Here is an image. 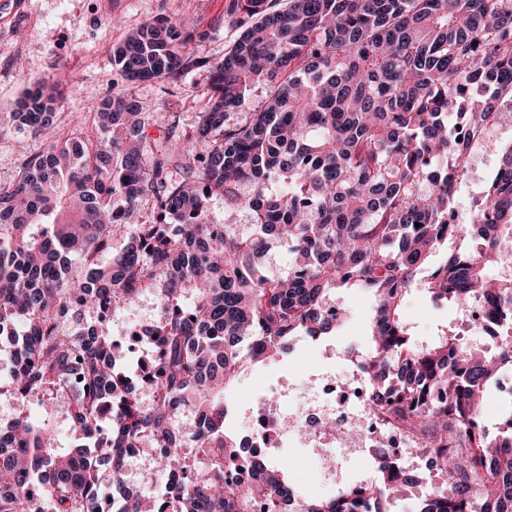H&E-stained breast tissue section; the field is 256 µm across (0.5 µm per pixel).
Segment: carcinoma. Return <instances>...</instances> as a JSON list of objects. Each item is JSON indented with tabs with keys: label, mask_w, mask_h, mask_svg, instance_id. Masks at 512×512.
<instances>
[{
	"label": "carcinoma",
	"mask_w": 512,
	"mask_h": 512,
	"mask_svg": "<svg viewBox=\"0 0 512 512\" xmlns=\"http://www.w3.org/2000/svg\"><path fill=\"white\" fill-rule=\"evenodd\" d=\"M229 12L237 36L178 141L176 115L155 138L162 116L117 94L94 133L69 136L53 123L55 87L36 82L18 102V127L47 145L0 188V372L16 399L67 401L69 438L51 409L0 424V512H96L106 484L112 512H254L258 500L261 512H357L365 496L387 512L383 500L429 476L404 471L385 441L374 483L290 499L284 467L226 431L239 372L346 322L343 308L326 313L344 286L376 297L360 355L372 403L446 473L414 512H512V422L496 435L476 427L488 416L479 394L512 369V146L465 221L454 207L473 148L512 112V0H233ZM196 39L183 19L160 17L127 34L112 65L129 82L170 78ZM257 83L269 88L263 108L234 116ZM214 198L250 226L213 219ZM118 231L127 243L114 256ZM282 245L288 272L267 270ZM418 285L437 305L481 303L496 355L445 331L414 344L403 307ZM148 291L162 318L160 335L138 333L158 394L146 408L134 350L109 317ZM74 375L78 394L64 384ZM185 409L198 427L182 437ZM132 448L153 456L142 484L161 474L162 494L126 487ZM238 461L247 486L229 472Z\"/></svg>",
	"instance_id": "cac0c4a2"
}]
</instances>
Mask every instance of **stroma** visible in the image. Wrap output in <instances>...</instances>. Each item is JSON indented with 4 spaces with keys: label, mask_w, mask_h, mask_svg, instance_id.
<instances>
[{
    "label": "stroma",
    "mask_w": 512,
    "mask_h": 512,
    "mask_svg": "<svg viewBox=\"0 0 512 512\" xmlns=\"http://www.w3.org/2000/svg\"><path fill=\"white\" fill-rule=\"evenodd\" d=\"M229 0H0V187L45 147L40 137L11 127L12 114L24 90L48 80L58 85L60 97L53 120L64 133L84 128L113 94H123L149 112L170 113L180 118V129L195 122L209 96V71L188 66L179 76L146 82L125 81L112 67V52L129 32L171 13L179 14L200 34L199 44L189 45V57L205 56L216 62L233 43L236 32L228 14ZM489 159L480 163L456 196L461 216H468L496 170L502 149L512 144V119H504L487 138ZM332 302L348 310V321L336 332L317 341L289 346L287 353L263 365H250L233 386L234 419L231 427L243 434L244 417L257 399L278 392L294 381L300 368L310 372L338 369V355L345 349L360 350L369 344L368 332L375 299L360 288H339ZM405 314L416 344L430 342L438 329L462 330L463 316L450 305H435L419 289L409 295ZM268 458L289 459L287 478L304 493L331 495L315 474L304 449L272 448Z\"/></svg>",
    "instance_id": "stroma-1"
}]
</instances>
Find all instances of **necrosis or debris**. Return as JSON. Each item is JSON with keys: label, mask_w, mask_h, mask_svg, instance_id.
<instances>
[{"label": "necrosis or debris", "mask_w": 512, "mask_h": 512, "mask_svg": "<svg viewBox=\"0 0 512 512\" xmlns=\"http://www.w3.org/2000/svg\"><path fill=\"white\" fill-rule=\"evenodd\" d=\"M347 370L343 375L319 377L308 387L290 416H283L277 399L258 402L247 418L251 446L256 455L267 448L279 446L285 429H292L314 451L317 472L328 481H335L336 470L325 468L326 459L359 460L379 439H387L394 457L414 468L431 469L430 457L419 453L402 432L387 425L376 413L368 398L371 388L358 365L357 353L345 356ZM335 424L334 431L322 429L323 421ZM359 431L361 439L351 443V431Z\"/></svg>", "instance_id": "4bbe7bcc"}]
</instances>
